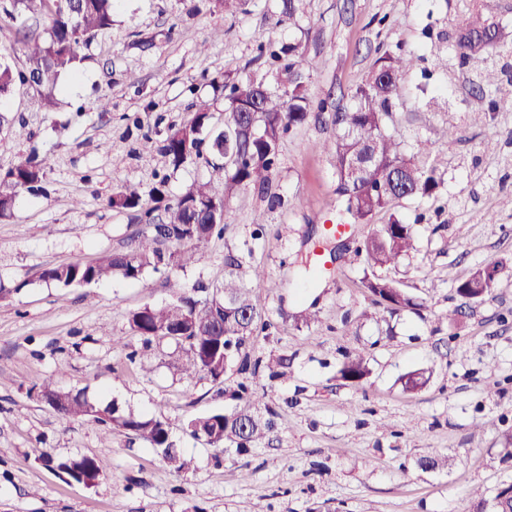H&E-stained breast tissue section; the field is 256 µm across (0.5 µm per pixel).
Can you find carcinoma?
<instances>
[{"instance_id": "1", "label": "carcinoma", "mask_w": 512, "mask_h": 512, "mask_svg": "<svg viewBox=\"0 0 512 512\" xmlns=\"http://www.w3.org/2000/svg\"><path fill=\"white\" fill-rule=\"evenodd\" d=\"M114 0H0V29L15 31L22 44L23 64L18 66L6 54L0 55V104L16 87L33 92L39 109L49 112L56 105V90L62 74L79 71L82 51L112 30ZM301 0H282L276 27H297L302 19ZM43 21V34L27 30L30 21ZM499 26L481 13L466 17L465 26L455 44L433 52L437 66L448 68V58L467 62L497 41ZM269 56L271 64H280L286 79L275 87L254 78L224 76V127L209 128L211 106L204 100L193 104L191 121L172 125L163 141L162 152L170 167L177 169L200 156V144L212 158L221 157L224 144L241 156L236 164L224 168V194L216 193L207 182H196L173 203L165 201L164 181L154 187L150 201L127 186L117 188L106 199L117 212L137 211L140 222L152 227L140 234L126 251H115L89 264H69L46 268L40 278L61 287L101 283L113 276L138 278L145 270L162 267L184 270L195 261L203 244L222 230L224 201L241 190H253L268 199L269 206L280 204L271 193L272 175L279 163L280 146L292 129L303 125L311 114L312 103L305 93L309 61L297 47L282 53H265L257 47L255 59ZM423 57L399 49L380 56L368 77L351 94L352 103L330 113L333 135L320 144L329 154L336 175V193L342 212L354 224H368L371 219L391 210L400 200L429 197L443 179L437 168L427 163L432 152L428 140H415L405 148L397 132L389 125V116L401 98L402 80L417 68ZM505 70L485 68L480 73L479 89L492 96L497 112H512V92L503 90ZM46 167L37 156L0 171V217L12 214L25 192L42 189ZM411 224L395 216L379 225L361 244L366 274L365 287L374 304L391 314L418 311L422 304L378 271L395 266L399 259L415 250ZM224 284L205 300L180 296L161 307L145 306L130 314L132 331L148 338L176 334L174 354L188 375L204 374L214 380L224 377L235 359L238 371H251L274 380L286 375L288 358L279 357L261 364H249L243 351L258 333L270 326L269 317L253 295L252 283L264 282V271L244 268L242 257H225ZM497 286V278L478 268L456 285L458 296L472 302L483 300ZM367 373L361 352L346 356L339 370L340 378L354 381ZM239 385L233 397L240 401L235 411L226 415L212 413L191 418L184 428L193 436L211 438L209 444L220 448L228 443L247 448L274 429L273 411L260 421L254 414V400ZM42 399L67 421L93 418L109 431H125L160 450L166 463L180 470L184 462L169 442L170 422L138 416L116 406L101 407L79 395L55 388L42 390ZM45 461L77 482L92 485L107 467L98 457L80 456ZM472 512H512V483L499 487L492 495L476 489L472 492Z\"/></svg>"}]
</instances>
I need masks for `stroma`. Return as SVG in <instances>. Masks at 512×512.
<instances>
[{
    "mask_svg": "<svg viewBox=\"0 0 512 512\" xmlns=\"http://www.w3.org/2000/svg\"><path fill=\"white\" fill-rule=\"evenodd\" d=\"M303 3L304 33L275 27L280 0H243L230 11L209 0H117L111 32L87 49L75 83L59 86L55 111H40L23 90L8 100V117L23 118L30 136L0 127V168L34 151L47 176L43 192L22 195L14 215L0 218V512H470L473 489L512 482V460L499 456L512 433V112L490 113L476 93L482 63L454 59L443 71L428 59L433 42L455 40L474 5L499 24L485 61L503 63L512 0ZM261 41L304 50L315 105L348 104L385 51L425 56L403 82L395 128L405 142H432L444 184L437 197L396 205L413 223L416 249L385 272L422 310L393 316L373 304L356 247L374 224L326 234L341 205L330 158L317 148L332 129L315 117L281 143L272 187L282 206L268 208L250 190L232 196L223 234L187 269L68 288L41 280L45 268L94 261L146 232L133 214L107 207L118 186L146 196L161 180L170 201L194 182L223 192L222 160L175 170L161 146L199 98L223 126L215 86L225 74L274 82L255 59ZM101 95L105 113L92 106ZM447 127L456 132L450 148ZM230 251L270 282L255 291L272 326L253 340L251 360L289 359L286 377L264 383L277 426L242 453L190 436L181 422L231 412L229 392L250 374L186 377L173 340L144 342L128 323L140 307L220 287ZM488 265L499 268L491 295L477 303L456 295L458 280ZM310 307L316 321L299 322ZM446 314L456 315L457 335L439 329ZM360 350L367 375L342 380L344 354ZM412 372L427 382L409 391ZM47 385L167 418L184 468L94 419L63 421L41 398ZM436 453L447 454L448 470L419 467ZM46 454L110 466L87 486L46 466Z\"/></svg>",
    "mask_w": 512,
    "mask_h": 512,
    "instance_id": "obj_1",
    "label": "stroma"
}]
</instances>
